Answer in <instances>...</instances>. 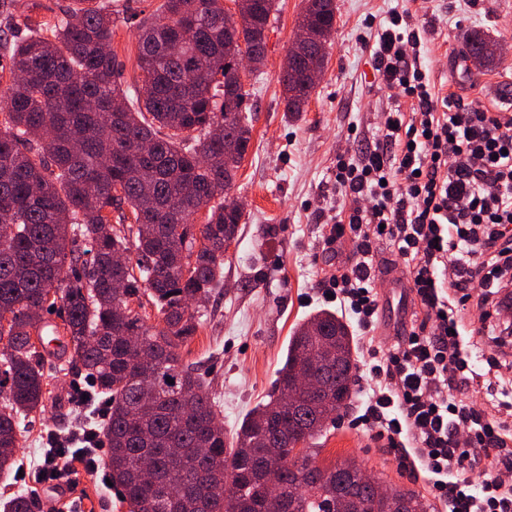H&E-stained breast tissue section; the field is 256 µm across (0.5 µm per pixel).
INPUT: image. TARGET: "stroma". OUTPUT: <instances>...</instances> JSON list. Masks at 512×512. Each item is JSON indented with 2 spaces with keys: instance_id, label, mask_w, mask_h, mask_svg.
I'll return each instance as SVG.
<instances>
[{
  "instance_id": "obj_1",
  "label": "stroma",
  "mask_w": 512,
  "mask_h": 512,
  "mask_svg": "<svg viewBox=\"0 0 512 512\" xmlns=\"http://www.w3.org/2000/svg\"><path fill=\"white\" fill-rule=\"evenodd\" d=\"M336 26L328 63L305 112L289 114L281 101L279 77L297 33L302 0H277L260 70L246 74L253 110L252 139L238 171L231 198L243 218L224 259V277L208 302L200 305L196 335L180 354L205 381L216 402L217 419L234 438L246 414L268 401L284 362L294 326L320 309H333L320 282L335 254L325 251L323 226L336 210L332 170L339 153L350 150L351 133L372 141L380 117L392 104L393 90L380 83L371 53L380 21L392 10L408 9L412 25L424 32L421 62L435 83L465 101L493 112L512 110V0H336ZM481 30L498 45V63L485 71L470 67L461 54L467 31ZM112 52L122 86L142 80L137 66L136 31L116 21ZM46 401L42 411L21 424L18 463L0 477V499L44 491L35 470L51 433L66 434L98 398L78 405L69 385L78 377L70 357L42 367ZM372 381L358 369L354 396L317 439L318 461L361 465L386 486H399L445 512L423 476L412 473L397 449L366 433L357 419Z\"/></svg>"
}]
</instances>
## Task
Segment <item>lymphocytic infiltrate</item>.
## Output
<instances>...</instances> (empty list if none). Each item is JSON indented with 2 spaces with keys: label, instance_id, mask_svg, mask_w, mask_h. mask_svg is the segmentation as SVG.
<instances>
[{
  "label": "lymphocytic infiltrate",
  "instance_id": "f902f5d3",
  "mask_svg": "<svg viewBox=\"0 0 512 512\" xmlns=\"http://www.w3.org/2000/svg\"><path fill=\"white\" fill-rule=\"evenodd\" d=\"M408 13L392 12L373 52L378 78L397 90L380 137L336 157V214L324 243L351 254L322 282L356 323L374 383L363 429L399 448L424 473L448 512H512V378L499 354L512 347V113L492 112L437 88L420 61ZM387 240L409 278L422 316L385 347L373 243ZM479 326L466 329L468 310ZM496 352L487 372L473 362L479 336ZM498 396L495 409L473 392ZM83 426L54 440L42 481L97 472L100 446ZM480 472L473 482L471 472Z\"/></svg>",
  "mask_w": 512,
  "mask_h": 512
}]
</instances>
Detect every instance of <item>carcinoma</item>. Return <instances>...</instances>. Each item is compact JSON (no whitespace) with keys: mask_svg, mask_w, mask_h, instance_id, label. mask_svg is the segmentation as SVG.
<instances>
[{"mask_svg":"<svg viewBox=\"0 0 512 512\" xmlns=\"http://www.w3.org/2000/svg\"><path fill=\"white\" fill-rule=\"evenodd\" d=\"M218 2L163 0L160 19L135 24L143 92L116 78L112 0H69L37 24L17 0H0V59L22 74L0 93V473L15 464L19 418L44 406L40 348L58 340L110 396L106 466L129 512H371L374 489L351 464L316 461L322 418L353 396V339L335 313L295 328L270 400L231 446L180 355L198 330L192 302L211 297L242 219L229 193L252 128L235 71L244 52L264 63L276 0H246L231 25ZM335 26L336 0H304L298 30L328 38ZM464 54L482 68L497 60L479 30L466 34ZM310 70L297 60L282 71L285 111H305ZM126 206L131 242L110 219ZM144 293L159 330L133 308ZM319 354L326 381L295 405L289 389ZM384 490L378 512H426L420 496ZM3 512L34 505L16 494Z\"/></svg>","mask_w":512,"mask_h":512,"instance_id":"cac0c4a2","label":"carcinoma"}]
</instances>
